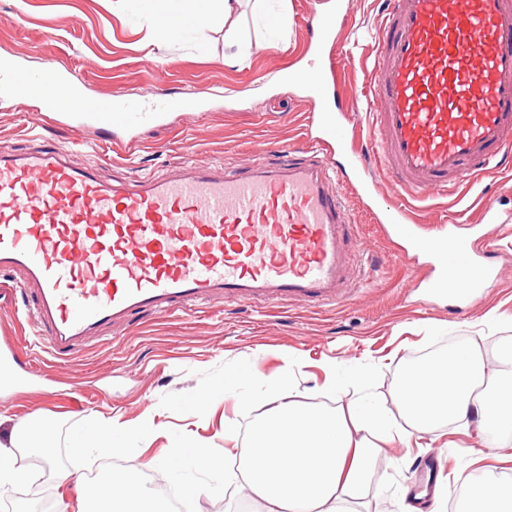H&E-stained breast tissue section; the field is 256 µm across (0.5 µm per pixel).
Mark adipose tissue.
<instances>
[{
  "label": "adipose tissue",
  "instance_id": "obj_1",
  "mask_svg": "<svg viewBox=\"0 0 512 512\" xmlns=\"http://www.w3.org/2000/svg\"><path fill=\"white\" fill-rule=\"evenodd\" d=\"M263 389L264 405L247 447L236 448L239 486L259 512H359L383 449L377 435L387 433L386 417L365 405L352 414L324 411L292 399L287 376L268 379L250 368L230 371L225 395L242 380ZM396 402L415 425L469 418L478 428L512 430V344L487 365L476 346L457 348L446 362L423 363ZM455 487L465 495L467 512H512V477L478 480L459 472Z\"/></svg>",
  "mask_w": 512,
  "mask_h": 512
}]
</instances>
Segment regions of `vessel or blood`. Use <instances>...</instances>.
Masks as SVG:
<instances>
[{
    "label": "vessel or blood",
    "mask_w": 512,
    "mask_h": 512,
    "mask_svg": "<svg viewBox=\"0 0 512 512\" xmlns=\"http://www.w3.org/2000/svg\"><path fill=\"white\" fill-rule=\"evenodd\" d=\"M313 50L335 29L312 14ZM374 79L346 109L325 110V77L302 85L313 105L317 141L347 156L352 183L401 256L427 258L423 293L478 297L495 276L474 233L449 219L420 224L416 204L431 189H459L490 165H512V0H386ZM44 112L101 121L111 101L85 95L69 72L48 67L26 85L0 65ZM382 98L384 111L369 107ZM366 113L369 165L351 158L349 116ZM327 157L302 159L230 177L206 168L177 180L101 181L70 165L63 149L0 154V271L35 286L29 319L49 353L66 359L103 328L132 314L180 310L211 297L321 308L353 289L354 226L342 195L329 190ZM392 179L399 205L379 209L367 184Z\"/></svg>",
    "instance_id": "1"
}]
</instances>
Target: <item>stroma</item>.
<instances>
[{
  "label": "stroma",
  "instance_id": "1",
  "mask_svg": "<svg viewBox=\"0 0 512 512\" xmlns=\"http://www.w3.org/2000/svg\"><path fill=\"white\" fill-rule=\"evenodd\" d=\"M348 17L330 55L306 52L304 16L331 14L336 0H271L286 9L288 25L270 34L251 6L236 23L237 45L224 41V17L215 14L206 34L186 30L168 41L155 37L150 0H0V61L42 74L47 66L69 70L87 96L143 101L164 93L196 103L193 112H164L131 118L126 125L90 124L68 115L37 121V103L0 90V154L61 147L76 167H91L106 182L126 184L144 175L179 178L195 165L216 164L225 174L244 176L272 163L270 147H309L311 111L300 88L285 89L290 70L321 68L333 60L351 92L372 78L373 44L384 20L385 0H350ZM135 140L134 150L124 144ZM345 158L330 173L340 183L357 226L352 249L368 268L366 281L338 308L314 311L283 304L253 305L213 300L183 311H143L131 324L103 329L102 340L54 362L33 355L36 332L21 318L35 292L0 275V341L25 361L31 383L0 386V442L38 418L68 423L97 419L122 428L152 417L153 432L128 459L148 472L172 445L171 430L223 448L224 422L235 421L246 442L260 407L224 397V377L255 367L275 378L291 374L295 400L328 410L358 401L355 388L337 391L354 370L371 371L368 393L386 409L408 442L387 444L361 504L362 512H405V493L419 472L424 449L440 451L449 476L467 469L478 478L512 470V434L494 431L496 455L475 450L484 437L464 419L422 432L394 402L396 378L414 355L462 338L476 345L486 363L512 343V170L485 176L464 201L454 190L429 191L418 210L421 224L442 223L459 212L467 224L481 221L484 198L495 199L501 224L486 228L497 248L487 261L499 276L473 306L427 302L414 285L423 265L397 256L378 224L359 204L344 174ZM335 372H327V364ZM210 397L197 407L201 392Z\"/></svg>",
  "mask_w": 512,
  "mask_h": 512
}]
</instances>
